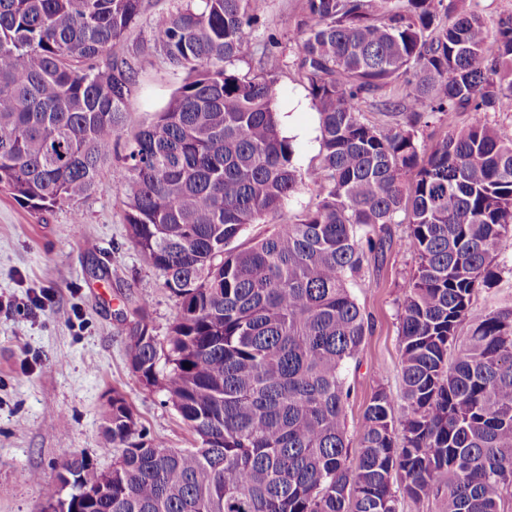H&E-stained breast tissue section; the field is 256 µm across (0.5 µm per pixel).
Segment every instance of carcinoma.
Returning a JSON list of instances; mask_svg holds the SVG:
<instances>
[{"label":"carcinoma","mask_w":512,"mask_h":512,"mask_svg":"<svg viewBox=\"0 0 512 512\" xmlns=\"http://www.w3.org/2000/svg\"><path fill=\"white\" fill-rule=\"evenodd\" d=\"M129 41L149 0H0V192L73 208L115 156L124 223L177 300L162 341L143 324L128 361L197 436L173 449L112 391L97 468L77 454L42 486L51 512H502L512 493V309L471 324L512 239V16L457 0H302L291 51L320 119L303 172L273 108L275 80L241 76L268 0H175ZM188 78L145 121L143 59ZM380 114L369 123L367 109ZM471 114L427 146L428 115ZM321 191L274 224L305 182ZM418 259L399 315L402 392L379 385L360 451L346 442L349 364L371 321L352 285L390 226ZM253 224L271 228L243 249ZM189 367H184V364Z\"/></svg>","instance_id":"carcinoma-1"}]
</instances>
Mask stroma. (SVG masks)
<instances>
[{
  "label": "stroma",
  "mask_w": 512,
  "mask_h": 512,
  "mask_svg": "<svg viewBox=\"0 0 512 512\" xmlns=\"http://www.w3.org/2000/svg\"><path fill=\"white\" fill-rule=\"evenodd\" d=\"M301 0H269L259 41L276 37L269 54L236 61L240 75L271 74L281 123L298 127L295 160L300 169L319 164V116L290 52L292 28ZM156 55L145 57L131 109L150 117L165 107L185 79ZM130 173L110 159L99 186L79 200L76 212L36 214L0 192V512H45L40 474L54 481L65 454L85 456L96 467L111 466L103 414L113 391H120L149 437L170 448L196 446L197 438L167 404L163 393L145 386L128 364L139 317L155 336L166 338L177 301L160 274L138 254L123 220ZM408 227H391V241L370 257L352 293L370 317L356 364L347 371L352 388L346 407L347 440L358 449L365 405L377 385L400 395L399 313L408 279L417 265L407 249ZM498 280L481 290L473 316L512 308V240L495 258ZM107 268L105 278L94 275Z\"/></svg>",
  "instance_id": "stroma-1"
}]
</instances>
